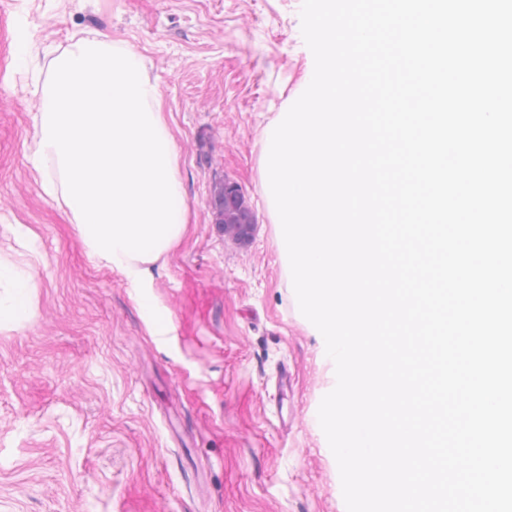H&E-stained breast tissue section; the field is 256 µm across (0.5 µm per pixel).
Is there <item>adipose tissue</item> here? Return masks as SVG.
<instances>
[{
    "instance_id": "adipose-tissue-1",
    "label": "adipose tissue",
    "mask_w": 512,
    "mask_h": 512,
    "mask_svg": "<svg viewBox=\"0 0 512 512\" xmlns=\"http://www.w3.org/2000/svg\"><path fill=\"white\" fill-rule=\"evenodd\" d=\"M28 157L43 193L73 224L90 261L118 272L164 336L148 293L149 264L172 250L190 222L180 156L157 87L130 48L73 34L53 59ZM38 269L0 256V327H24Z\"/></svg>"
}]
</instances>
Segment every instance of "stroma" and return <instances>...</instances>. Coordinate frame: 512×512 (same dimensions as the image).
<instances>
[{
  "instance_id": "stroma-1",
  "label": "stroma",
  "mask_w": 512,
  "mask_h": 512,
  "mask_svg": "<svg viewBox=\"0 0 512 512\" xmlns=\"http://www.w3.org/2000/svg\"><path fill=\"white\" fill-rule=\"evenodd\" d=\"M301 4L0 0V254L39 272L32 323L0 330V512H346L317 415L330 370L262 191L263 132L314 67ZM76 32L140 56L180 155L190 222L150 266L166 340L28 161L51 61ZM218 178L256 216L248 244L215 220Z\"/></svg>"
}]
</instances>
